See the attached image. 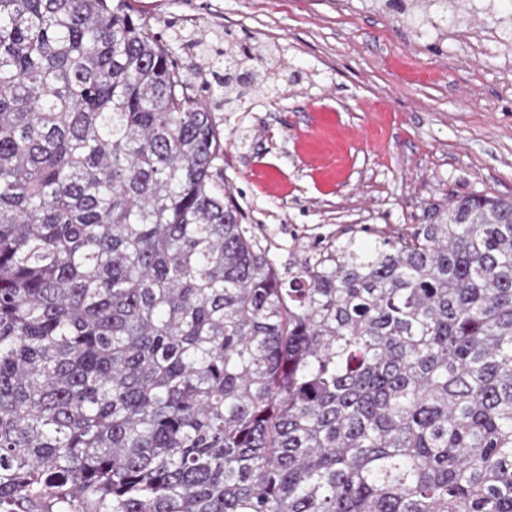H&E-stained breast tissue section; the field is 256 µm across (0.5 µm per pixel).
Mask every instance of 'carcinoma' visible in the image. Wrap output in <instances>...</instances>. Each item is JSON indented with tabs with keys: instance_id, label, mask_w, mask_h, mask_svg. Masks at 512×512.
Listing matches in <instances>:
<instances>
[{
	"instance_id": "cac0c4a2",
	"label": "carcinoma",
	"mask_w": 512,
	"mask_h": 512,
	"mask_svg": "<svg viewBox=\"0 0 512 512\" xmlns=\"http://www.w3.org/2000/svg\"><path fill=\"white\" fill-rule=\"evenodd\" d=\"M222 160L129 0H0V512H512V199L282 274Z\"/></svg>"
}]
</instances>
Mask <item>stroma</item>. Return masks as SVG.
Returning a JSON list of instances; mask_svg holds the SVG:
<instances>
[{"instance_id": "stroma-1", "label": "stroma", "mask_w": 512, "mask_h": 512, "mask_svg": "<svg viewBox=\"0 0 512 512\" xmlns=\"http://www.w3.org/2000/svg\"><path fill=\"white\" fill-rule=\"evenodd\" d=\"M188 82L248 45L273 82L241 104L203 96L224 138L219 177L279 271L328 239L395 233L445 196L512 198V49L487 19L422 32L374 0H130ZM494 53L473 56L475 37Z\"/></svg>"}]
</instances>
